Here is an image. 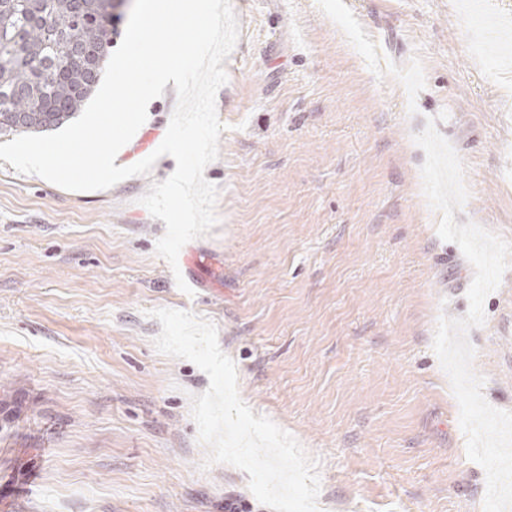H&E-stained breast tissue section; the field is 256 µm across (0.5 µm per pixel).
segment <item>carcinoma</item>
Masks as SVG:
<instances>
[{"mask_svg": "<svg viewBox=\"0 0 512 512\" xmlns=\"http://www.w3.org/2000/svg\"><path fill=\"white\" fill-rule=\"evenodd\" d=\"M110 0H0V133H42L68 123L98 85L101 70L71 71L69 45L108 54L117 28ZM57 62L51 82L42 68Z\"/></svg>", "mask_w": 512, "mask_h": 512, "instance_id": "obj_1", "label": "carcinoma"}]
</instances>
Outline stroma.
<instances>
[{
  "label": "stroma",
  "mask_w": 512,
  "mask_h": 512,
  "mask_svg": "<svg viewBox=\"0 0 512 512\" xmlns=\"http://www.w3.org/2000/svg\"><path fill=\"white\" fill-rule=\"evenodd\" d=\"M231 4L218 223L177 268L138 202L172 157L92 192L0 160V512H270L246 472L204 467L189 397L209 379L155 350L162 307L216 326L241 399L317 460L320 512H483L432 349L474 269L437 234L413 136L436 118L465 165L456 223L512 242V0ZM175 102L167 84L116 165L160 145ZM484 311L473 369L512 411V268Z\"/></svg>",
  "instance_id": "stroma-1"
}]
</instances>
